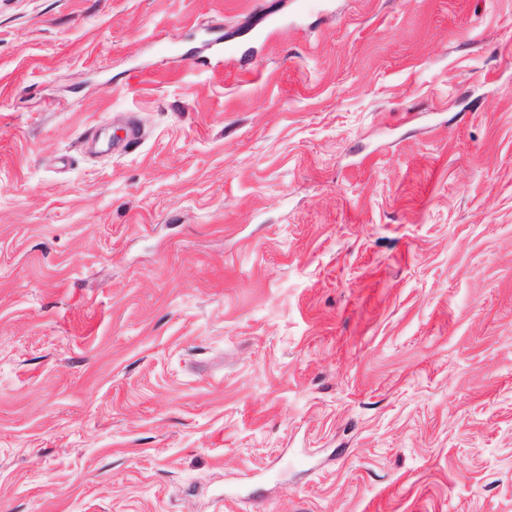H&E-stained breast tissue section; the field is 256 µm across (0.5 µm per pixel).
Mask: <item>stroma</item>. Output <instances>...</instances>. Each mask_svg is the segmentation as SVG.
Masks as SVG:
<instances>
[{
	"label": "stroma",
	"mask_w": 512,
	"mask_h": 512,
	"mask_svg": "<svg viewBox=\"0 0 512 512\" xmlns=\"http://www.w3.org/2000/svg\"><path fill=\"white\" fill-rule=\"evenodd\" d=\"M329 2L0 0V512H512V0Z\"/></svg>",
	"instance_id": "1"
}]
</instances>
